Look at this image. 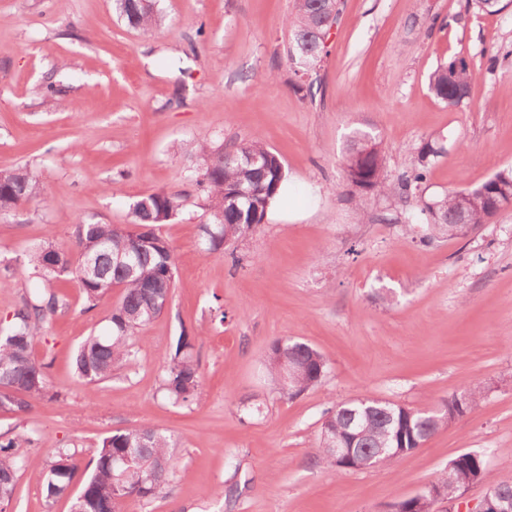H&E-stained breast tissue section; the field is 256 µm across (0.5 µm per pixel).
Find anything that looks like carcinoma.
<instances>
[{
	"label": "carcinoma",
	"mask_w": 512,
	"mask_h": 512,
	"mask_svg": "<svg viewBox=\"0 0 512 512\" xmlns=\"http://www.w3.org/2000/svg\"><path fill=\"white\" fill-rule=\"evenodd\" d=\"M115 10L128 26L153 30L162 25L163 16L155 0H114ZM340 14L339 0H295L294 12L286 19L291 37L286 56L300 77L296 83L305 98H314L315 81H303L315 70L327 53L317 39L319 22ZM474 73L463 58L439 65L429 75V86L440 101L457 106L466 100L463 92L471 89ZM443 148L428 140L419 150L416 162L401 172L392 183L384 174L385 152L381 142L362 130L347 147L344 168L346 180L361 194L393 193L406 203L420 190L429 165ZM202 165L193 175L195 185L208 202L210 219L224 215L220 224L203 225L202 245L209 255H224L226 247L262 223L269 209L280 197L286 177L280 156L261 140L212 149L198 147ZM512 181V170L500 172L483 184L469 189L474 196H484L469 213L472 224L484 223L490 209L508 201L495 194L497 186ZM39 194V182L25 168L0 170V214L16 212ZM461 194L450 190L419 209L403 212L404 223L428 226L430 233L420 237L426 244L433 233L451 235L456 223L455 202ZM180 199L175 194L156 191L132 204L129 224H101L78 221L73 225L69 251L72 267L56 270L52 256L59 248L47 243L30 251L27 263L34 277L48 283L61 277L77 280L86 310L121 286L120 298L112 309L108 332L87 337L74 356L78 377L95 384L112 377V371L132 362L136 356L135 335L156 319L166 308L174 285L176 264L169 241L157 229L176 214ZM95 261L99 276L85 279L81 266L85 259ZM67 302L52 288L34 291L14 311L13 321L0 327V408L27 412L38 402H50L57 394L50 392L49 364L33 355V342L43 334L46 324ZM191 340L180 335L170 356L164 376L165 396L175 403L194 401L200 390L199 362L194 357ZM268 372L279 394L293 398L319 385L328 373V361L305 342L277 340L266 356ZM482 395L479 384L466 394L442 401L435 412L414 410L382 400L357 398L331 404L323 411L320 442L316 455L331 469L347 473L393 462L423 447L441 428L467 414ZM342 443L348 459L339 460L332 448ZM17 442L0 435V505L10 502L16 491L18 473L25 458L14 451ZM170 438L151 428L118 431L102 439L90 471L79 490L70 499V512H120L128 498L151 500L165 490L174 463ZM487 451H469L448 463L451 478L438 477L431 483L442 495L455 498L462 488L482 484L496 494L512 497V479H499L488 468ZM79 469L75 453L69 448L56 450L47 465L42 494L52 504L72 485Z\"/></svg>",
	"instance_id": "carcinoma-1"
}]
</instances>
